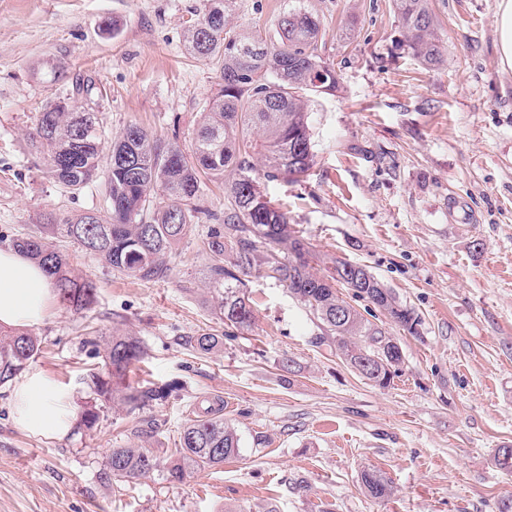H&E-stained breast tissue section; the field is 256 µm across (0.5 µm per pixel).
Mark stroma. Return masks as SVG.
<instances>
[{
    "label": "stroma",
    "instance_id": "obj_1",
    "mask_svg": "<svg viewBox=\"0 0 512 512\" xmlns=\"http://www.w3.org/2000/svg\"><path fill=\"white\" fill-rule=\"evenodd\" d=\"M322 21L318 48L340 81L313 96L315 163L299 182L266 183L308 243L316 273L338 257L363 266L421 319L417 334L354 301L390 328L403 362L389 387L360 377L287 288L248 276L250 328L231 330L206 292L200 220L143 283L62 241L95 303H53L32 327L42 340L28 370L96 407L93 429L58 439L15 423L12 385L0 386V512H512V71L497 54L495 0H429L445 62L423 65L405 46L392 0H304ZM203 0H0V246L49 214H107L104 177L69 192L31 147L49 102L91 80L79 106L98 114L104 142L136 124L190 152L216 91V72L185 50ZM223 349L201 355L193 336ZM138 337L146 359L129 382L170 387L126 413L87 385L104 372L113 334ZM220 404L240 439L224 465L172 483L163 473L103 481L111 449L140 444L167 459L198 401ZM394 493L369 496L363 469Z\"/></svg>",
    "mask_w": 512,
    "mask_h": 512
}]
</instances>
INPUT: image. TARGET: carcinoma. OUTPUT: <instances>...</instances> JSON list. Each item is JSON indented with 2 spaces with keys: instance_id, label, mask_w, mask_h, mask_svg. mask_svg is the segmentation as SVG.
Returning a JSON list of instances; mask_svg holds the SVG:
<instances>
[{
  "instance_id": "1",
  "label": "carcinoma",
  "mask_w": 512,
  "mask_h": 512,
  "mask_svg": "<svg viewBox=\"0 0 512 512\" xmlns=\"http://www.w3.org/2000/svg\"><path fill=\"white\" fill-rule=\"evenodd\" d=\"M234 2L204 0L187 28L188 54L212 65L220 79L218 93L193 133L192 158L131 126L113 142L107 159L109 215H50L34 233L13 240V247L46 268L61 304L84 308L95 301L97 285L74 276L53 241L74 242L128 278L144 283L164 279L170 271L167 258L202 213L195 204L200 177L219 180L224 183V213L205 212L217 222L205 242L214 312L238 328L250 327L254 308L241 292L242 276L253 271L272 278L288 288L317 322V341L331 340L360 377L385 388L397 376L403 352L385 354L381 343L391 332L342 299L336 284L353 291L355 298L376 300L395 326L410 333L420 323L418 315L360 265L335 258L325 274L313 272L308 247L289 230L288 212L272 204L264 187V182L280 178L298 182L314 164L309 98L339 86L336 70L318 52L321 20L305 8L291 6L269 28L240 30L231 23ZM393 5L412 55L429 67L443 64L447 47L437 34L428 0H393ZM102 138L95 113L65 98L40 112L31 141L45 173L79 191L97 176ZM157 188L170 204L150 205V194ZM229 249L235 258L227 264L224 253ZM222 345V337L211 333L190 341L203 354ZM39 350L38 337L0 329V385L13 380ZM145 354L138 338L112 335L106 375L92 374L94 393L129 413L165 400L166 388L126 380L130 366ZM238 448L235 429L218 409L201 405L182 425L165 463L142 445L114 448L105 477L122 483L160 470L167 480L181 482L194 470L224 463ZM361 482L375 499L393 494L392 485L375 470L363 471Z\"/></svg>"
}]
</instances>
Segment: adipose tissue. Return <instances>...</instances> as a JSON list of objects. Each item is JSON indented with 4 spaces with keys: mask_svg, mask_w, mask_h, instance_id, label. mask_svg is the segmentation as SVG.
<instances>
[{
    "mask_svg": "<svg viewBox=\"0 0 512 512\" xmlns=\"http://www.w3.org/2000/svg\"><path fill=\"white\" fill-rule=\"evenodd\" d=\"M53 298L52 282L35 261L12 249H0V325L33 327L46 316ZM16 424L32 434L66 437L71 428V400L38 371L24 374L15 384Z\"/></svg>",
    "mask_w": 512,
    "mask_h": 512,
    "instance_id": "adipose-tissue-1",
    "label": "adipose tissue"
}]
</instances>
